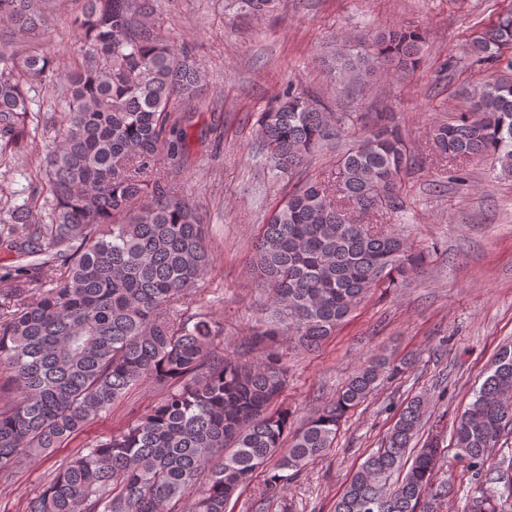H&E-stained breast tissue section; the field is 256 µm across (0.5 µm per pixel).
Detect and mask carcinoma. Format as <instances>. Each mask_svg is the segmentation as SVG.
I'll return each instance as SVG.
<instances>
[{"instance_id":"cac0c4a2","label":"carcinoma","mask_w":512,"mask_h":512,"mask_svg":"<svg viewBox=\"0 0 512 512\" xmlns=\"http://www.w3.org/2000/svg\"><path fill=\"white\" fill-rule=\"evenodd\" d=\"M262 18L278 0H235ZM154 0H78L70 20L78 48L65 64L47 50L52 0H0V159L38 146L42 90L60 92L56 135L45 146V215L26 198L0 213V250L30 262L0 275V469L48 455L126 393L150 382L163 392L119 434L80 448L27 502L25 512H228L263 476L271 499L334 447L341 423L404 365L357 367L336 397L292 427L278 405L288 367L277 343L313 350L376 288H397L425 254L394 232L351 217L397 213L402 178L418 157L383 112L335 113L291 83L259 114L266 158L281 174L308 164L330 138L359 121L368 133L340 156L335 176L309 179L271 214L253 267L269 290L248 341L224 350V325L192 311L189 291L211 265L207 228L169 180L192 158L201 72L150 23ZM489 71L469 109L430 129L435 153L485 155L512 175V7L469 36ZM423 54L419 32L392 26L367 47L336 51L347 84L409 74ZM55 265L46 287L39 267ZM425 416L418 399L399 414L336 498L333 512H446L451 489L435 484L441 445L430 435L410 453ZM512 434V351L474 390L458 418L454 460L475 485L464 512H512L483 490L491 449Z\"/></svg>"}]
</instances>
